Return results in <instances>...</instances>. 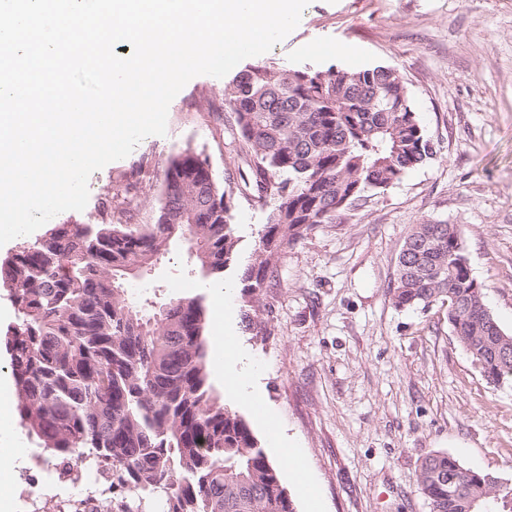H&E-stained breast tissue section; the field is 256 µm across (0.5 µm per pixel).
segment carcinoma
Segmentation results:
<instances>
[{
    "mask_svg": "<svg viewBox=\"0 0 512 512\" xmlns=\"http://www.w3.org/2000/svg\"><path fill=\"white\" fill-rule=\"evenodd\" d=\"M224 104L267 208L241 274L252 294L290 243L435 156L410 88L384 64L249 65L224 86ZM102 215L54 224L0 259L17 311L4 341L26 434L63 479L97 468L112 512H148L158 497L166 512H296L246 421L210 392L203 298L145 306L127 296L128 281L176 242L202 276H224L237 245L227 192L184 150L164 170L155 223L115 222L110 204ZM389 296L400 308L447 307L487 382L512 380V333L488 310L457 225H412ZM418 484L430 512H512L509 481L447 453L421 462Z\"/></svg>",
    "mask_w": 512,
    "mask_h": 512,
    "instance_id": "carcinoma-1",
    "label": "carcinoma"
}]
</instances>
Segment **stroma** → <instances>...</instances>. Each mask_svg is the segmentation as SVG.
<instances>
[{"instance_id":"stroma-1","label":"stroma","mask_w":512,"mask_h":512,"mask_svg":"<svg viewBox=\"0 0 512 512\" xmlns=\"http://www.w3.org/2000/svg\"><path fill=\"white\" fill-rule=\"evenodd\" d=\"M265 57L290 67H394L436 156L292 242L260 295L247 294L241 273L266 210L246 181L225 81L200 75L171 102L166 135L94 172L85 209L55 223H99L102 203L131 183L133 223H154L169 158L188 149L207 159L231 197L235 264L222 278L203 277L177 243L128 290L142 300L202 297L206 346L228 333L243 339L260 366V401L228 391L212 364L207 383L248 423L296 512H430L417 475L437 452L512 481V385L487 383L446 308H398L389 297L411 225L445 221L459 226L485 303L512 332V0H311ZM144 154L146 172L136 167ZM226 283L229 310L216 293ZM284 450L301 457V471L289 472ZM95 487L92 473L63 481L42 461L0 472V494L13 495L16 512H57Z\"/></svg>"}]
</instances>
